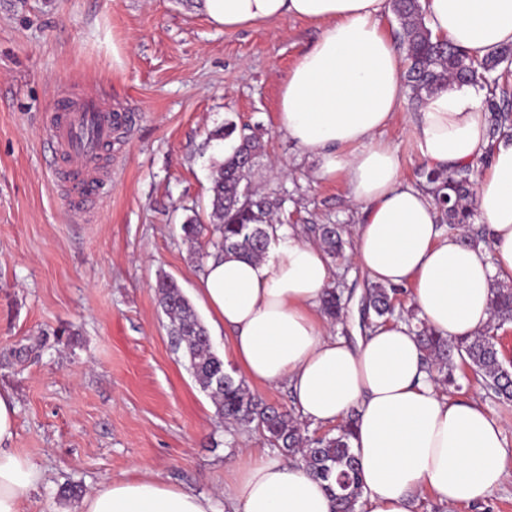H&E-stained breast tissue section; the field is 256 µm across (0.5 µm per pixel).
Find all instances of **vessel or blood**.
<instances>
[{
	"instance_id": "b4317fda",
	"label": "vessel or blood",
	"mask_w": 512,
	"mask_h": 512,
	"mask_svg": "<svg viewBox=\"0 0 512 512\" xmlns=\"http://www.w3.org/2000/svg\"><path fill=\"white\" fill-rule=\"evenodd\" d=\"M47 122L70 198L79 201L96 194L104 183L97 168L118 123L111 106L94 96L76 102L63 96L48 113Z\"/></svg>"
}]
</instances>
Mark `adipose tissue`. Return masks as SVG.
I'll list each match as a JSON object with an SVG mask.
<instances>
[{
  "mask_svg": "<svg viewBox=\"0 0 512 512\" xmlns=\"http://www.w3.org/2000/svg\"><path fill=\"white\" fill-rule=\"evenodd\" d=\"M231 31L282 18L320 24L316 43L285 77L279 128L319 163L317 176L346 184L358 207L350 258L370 283L408 290L438 334L472 336L492 322L490 285L512 283V143L490 146L484 93L451 85L408 118L430 168L481 162L475 203L489 247L445 233L432 196L409 183L400 152L381 131L405 99L403 60L384 31L388 0H201ZM433 34L474 56L512 44V0H429ZM334 268L322 249L278 225L263 259L209 258L198 295L212 323L231 333L224 354L248 381L287 382L301 419L336 424L357 411L351 444L367 512H411L422 490L451 506L482 500L512 459L504 428L480 405L440 394L415 334L402 322L357 343L332 335L321 298ZM16 407L0 393V512H21L44 473L11 448ZM321 481L295 461L250 457L223 501L160 475L101 485L80 512H332Z\"/></svg>",
  "mask_w": 512,
  "mask_h": 512,
  "instance_id": "1",
  "label": "adipose tissue"
}]
</instances>
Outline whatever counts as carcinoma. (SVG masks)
<instances>
[{
	"instance_id": "carcinoma-1",
	"label": "carcinoma",
	"mask_w": 512,
	"mask_h": 512,
	"mask_svg": "<svg viewBox=\"0 0 512 512\" xmlns=\"http://www.w3.org/2000/svg\"><path fill=\"white\" fill-rule=\"evenodd\" d=\"M398 22L395 42L403 54L406 96L420 107L438 90L452 83L477 86L485 91L484 106L489 113L488 136L491 144L512 141V46H501L474 58L447 38L439 39L427 25L425 0H391ZM238 138L233 153L212 163L210 225L189 216L181 224L187 240L194 242L210 233L214 254L234 253L252 259L262 258L270 245L274 215L281 212L287 195H269L253 189L247 173L265 146L250 126L228 123L217 137ZM476 166L465 165L451 171L422 167L418 176L430 186L441 222L459 235L461 241L477 247L486 242V233L474 228L477 212L472 207ZM323 252L334 263L344 258L348 241L344 224H318L314 227ZM401 288L373 284L367 288L364 309L368 327L394 315L396 296ZM158 305L169 319L174 346L184 351L189 369L203 392L212 400L218 417L241 425L255 424L271 444L293 458L312 476L327 483L334 503L333 512H358L362 499V478L358 458L352 448L353 419L336 428V434L313 438L308 426L294 414L268 406L257 399L242 379L224 369V360L211 346L208 331L178 284L167 277L157 281ZM492 323L467 339L450 340L432 330L415 310H406L405 322L416 334L430 378L444 387L462 389L456 371L468 366L482 379L486 390L499 403H512V368L498 348V331L512 323V286L492 285ZM346 302L335 288L327 290L322 311L330 320L343 321Z\"/></svg>"
}]
</instances>
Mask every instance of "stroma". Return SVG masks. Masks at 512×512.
Returning a JSON list of instances; mask_svg holds the SVG:
<instances>
[{
    "label": "stroma",
    "mask_w": 512,
    "mask_h": 512,
    "mask_svg": "<svg viewBox=\"0 0 512 512\" xmlns=\"http://www.w3.org/2000/svg\"><path fill=\"white\" fill-rule=\"evenodd\" d=\"M318 26L285 19L215 27L196 0H0V391L16 404L12 447L45 471L24 512H79L90 493L136 469L219 496L266 436L225 422L167 333L155 296L173 278L198 306L214 136L250 125L266 148L249 179L288 192V223L355 227L348 189L278 127L282 81ZM93 93L124 114L106 194L69 210L57 186L46 115L60 91ZM412 512H512V467L473 505L423 491Z\"/></svg>",
    "instance_id": "stroma-1"
}]
</instances>
